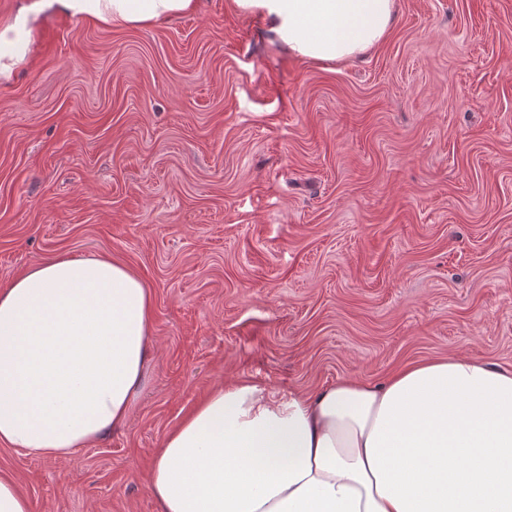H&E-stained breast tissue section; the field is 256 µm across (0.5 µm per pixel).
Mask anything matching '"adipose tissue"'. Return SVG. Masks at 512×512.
I'll return each mask as SVG.
<instances>
[{"label": "adipose tissue", "instance_id": "adipose-tissue-1", "mask_svg": "<svg viewBox=\"0 0 512 512\" xmlns=\"http://www.w3.org/2000/svg\"><path fill=\"white\" fill-rule=\"evenodd\" d=\"M195 0H30L0 30V76L57 9L147 26ZM308 62L363 56L395 0H228ZM152 300L125 265L58 255L0 287V445L68 461L126 425L154 356ZM157 512H512V370L463 355L285 397L217 386L146 474Z\"/></svg>", "mask_w": 512, "mask_h": 512}]
</instances>
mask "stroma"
<instances>
[{
  "mask_svg": "<svg viewBox=\"0 0 512 512\" xmlns=\"http://www.w3.org/2000/svg\"><path fill=\"white\" fill-rule=\"evenodd\" d=\"M396 5L344 64L226 0L134 28L38 17L0 78V284L119 261L156 356L127 425L74 459L0 446L32 512H156L153 457L221 383L512 369V0Z\"/></svg>",
  "mask_w": 512,
  "mask_h": 512,
  "instance_id": "35a3bbf8",
  "label": "stroma"
}]
</instances>
